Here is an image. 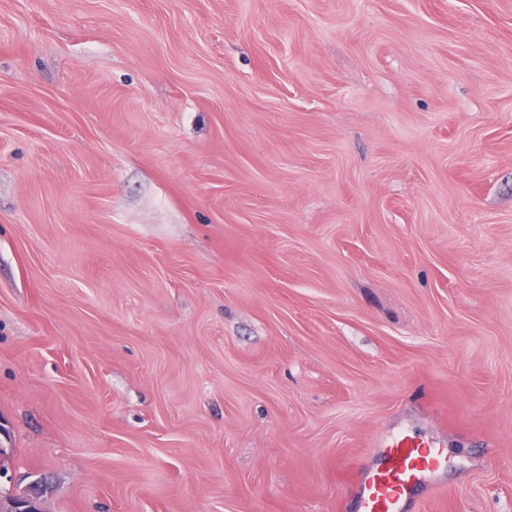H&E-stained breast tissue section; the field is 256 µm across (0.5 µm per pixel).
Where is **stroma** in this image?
I'll return each instance as SVG.
<instances>
[{"label":"stroma","instance_id":"35a3bbf8","mask_svg":"<svg viewBox=\"0 0 512 512\" xmlns=\"http://www.w3.org/2000/svg\"><path fill=\"white\" fill-rule=\"evenodd\" d=\"M512 512V0H0V446L43 512ZM374 467L366 473L349 472L355 485L356 512H406L423 487L431 496L445 486L436 477L447 467L443 442L414 432L384 433Z\"/></svg>","mask_w":512,"mask_h":512}]
</instances>
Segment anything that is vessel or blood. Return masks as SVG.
<instances>
[{"instance_id": "b4317fda", "label": "vessel or blood", "mask_w": 512, "mask_h": 512, "mask_svg": "<svg viewBox=\"0 0 512 512\" xmlns=\"http://www.w3.org/2000/svg\"><path fill=\"white\" fill-rule=\"evenodd\" d=\"M379 455L365 473L349 472L355 487L356 512H405L416 492L442 490L437 477L448 463L443 442L414 432L384 433Z\"/></svg>"}]
</instances>
